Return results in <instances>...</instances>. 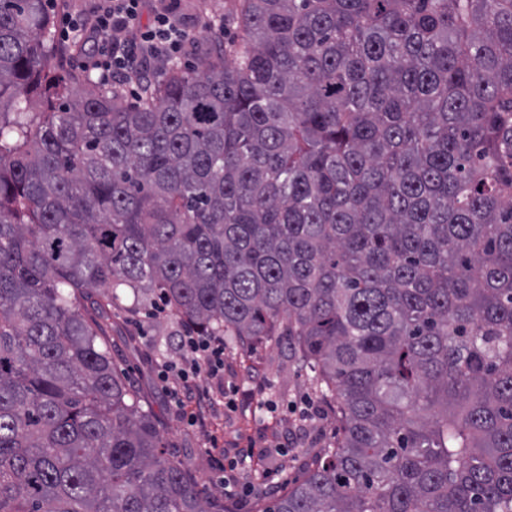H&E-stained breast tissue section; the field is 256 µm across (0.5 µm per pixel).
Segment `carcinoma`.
Returning a JSON list of instances; mask_svg holds the SVG:
<instances>
[{
    "label": "carcinoma",
    "mask_w": 512,
    "mask_h": 512,
    "mask_svg": "<svg viewBox=\"0 0 512 512\" xmlns=\"http://www.w3.org/2000/svg\"><path fill=\"white\" fill-rule=\"evenodd\" d=\"M237 25L130 101L0 0V512H230L88 314L158 303L334 407L269 512H512V0Z\"/></svg>",
    "instance_id": "obj_1"
}]
</instances>
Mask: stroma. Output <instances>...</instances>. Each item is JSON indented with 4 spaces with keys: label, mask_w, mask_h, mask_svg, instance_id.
Listing matches in <instances>:
<instances>
[{
    "label": "stroma",
    "mask_w": 512,
    "mask_h": 512,
    "mask_svg": "<svg viewBox=\"0 0 512 512\" xmlns=\"http://www.w3.org/2000/svg\"><path fill=\"white\" fill-rule=\"evenodd\" d=\"M237 7L238 0H182V12L192 28V43L182 63L195 62L210 51L211 23L225 22V44L237 42L239 31L228 22ZM103 326L118 369L156 412L159 430L170 451L201 487L222 498L233 512H264L275 494L283 493L288 483L300 479L314 452L340 430L334 409L316 398L305 371L275 342L249 352L225 347V391H250L253 401L233 411L220 409L218 414L209 415L205 424L189 425L159 379L165 365L180 360V329L174 317L167 312L155 315L144 310L128 316L116 311ZM212 432L219 437L215 450L208 442ZM277 446L283 453L270 465L267 482L271 491L258 488L225 496L218 480L219 464L245 456L251 448Z\"/></svg>",
    "instance_id": "35a3bbf8"
}]
</instances>
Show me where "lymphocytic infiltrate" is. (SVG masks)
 I'll return each instance as SVG.
<instances>
[{
  "label": "lymphocytic infiltrate",
  "mask_w": 512,
  "mask_h": 512,
  "mask_svg": "<svg viewBox=\"0 0 512 512\" xmlns=\"http://www.w3.org/2000/svg\"><path fill=\"white\" fill-rule=\"evenodd\" d=\"M149 0H102L89 18H65L63 37L85 35L90 52L87 68L98 71L104 81L120 80L141 85L144 74L139 63L144 59L176 60L191 41L186 18L180 12V0H167L162 8H149ZM150 21H143L144 11ZM178 346L180 364L175 369L174 396L194 394L197 379L224 375V339L220 336H196L183 332Z\"/></svg>",
  "instance_id": "f902f5d3"
}]
</instances>
